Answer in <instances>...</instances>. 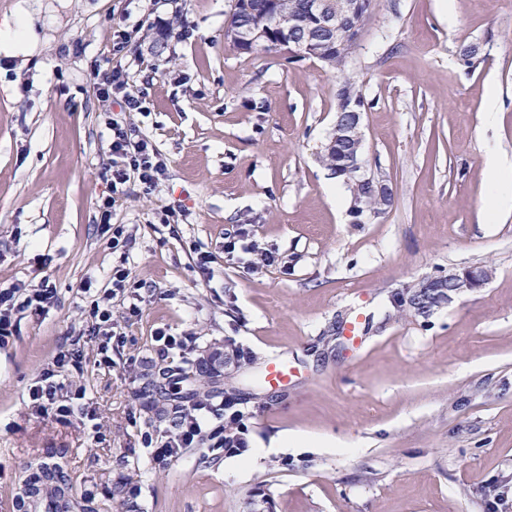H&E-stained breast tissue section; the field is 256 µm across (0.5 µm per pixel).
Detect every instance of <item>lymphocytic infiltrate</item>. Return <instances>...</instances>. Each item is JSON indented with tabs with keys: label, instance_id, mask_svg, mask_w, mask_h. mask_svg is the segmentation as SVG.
Wrapping results in <instances>:
<instances>
[{
	"label": "lymphocytic infiltrate",
	"instance_id": "lymphocytic-infiltrate-1",
	"mask_svg": "<svg viewBox=\"0 0 512 512\" xmlns=\"http://www.w3.org/2000/svg\"><path fill=\"white\" fill-rule=\"evenodd\" d=\"M93 76L98 80L102 102H120L126 112L143 111L144 100L130 90L128 72L124 67L113 65L111 59L106 58L96 67ZM105 123L112 132L109 144L112 161L109 167V192L101 197L97 208L100 224L107 226L112 220V208L125 194L127 183L137 181L144 194H151L166 174L167 159L148 136L128 132L114 118H106ZM124 292L132 298L130 314H138L139 286L129 283L126 269L117 266L112 270L110 288L105 289L101 297L93 299L87 311L95 327L118 328L119 323L113 318L108 301L112 296ZM53 296V289L46 285L0 289V349L7 348L14 340V314L30 308L42 310L50 304ZM78 358V353L74 351L61 353L55 368L46 371L30 388L29 398L36 409L54 410L56 417L63 420L72 416L74 400L84 399L85 394L80 391L75 399H60L62 385L57 375L59 368L77 363ZM246 430L241 411L226 414L208 404L196 403L180 411L174 432L159 439L147 432L143 435V441L146 447L152 448L155 459L164 461L172 458L179 448L221 450L244 447Z\"/></svg>",
	"mask_w": 512,
	"mask_h": 512
}]
</instances>
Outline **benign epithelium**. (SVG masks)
I'll return each instance as SVG.
<instances>
[{
  "label": "benign epithelium",
  "mask_w": 512,
  "mask_h": 512,
  "mask_svg": "<svg viewBox=\"0 0 512 512\" xmlns=\"http://www.w3.org/2000/svg\"><path fill=\"white\" fill-rule=\"evenodd\" d=\"M307 15L312 29L324 36L341 42V48L352 53L361 41L359 18L367 9L366 0H307ZM297 26L293 15L274 12L267 16L262 27L239 29L225 21L224 40L234 48L242 51L251 49L268 35H274L278 44L288 50L293 57H309L311 41L292 35ZM364 102L360 98L352 99L345 95L341 99L339 112L336 113L333 136L330 145L343 142L348 145L343 158V168L350 173L355 185L371 184L376 186L379 195L392 201V190L388 184L368 171L363 159V137L361 132ZM489 279L483 272L473 267L453 270L435 279L430 278L417 284L419 288L433 289L429 307L443 308L463 294L474 291L488 284Z\"/></svg>",
  "instance_id": "7a95c632"
}]
</instances>
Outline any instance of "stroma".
<instances>
[{
	"mask_svg": "<svg viewBox=\"0 0 512 512\" xmlns=\"http://www.w3.org/2000/svg\"><path fill=\"white\" fill-rule=\"evenodd\" d=\"M29 2L34 48L0 50V289L46 284L55 298L46 314H16L0 349V512H19L16 487L38 461L63 465L70 512H248L261 498L270 512H492L501 495L512 512V211L485 205L489 151L512 160V0H375L342 73L225 44L231 0ZM119 28L135 35L117 61L149 102L120 119L168 164L153 195L129 185L112 212L125 252L97 222L111 132L92 75ZM471 43L485 57L474 69L460 59ZM346 75L365 100V158L393 190L368 224L330 195L318 158ZM173 204L185 222L159 223ZM243 228L278 264L225 257ZM484 264V288L388 314L420 279ZM119 265L142 300L107 368L80 285L107 287ZM358 315L369 330L356 347L339 325ZM158 326L194 336L192 350L160 352ZM73 348L82 368L63 391L85 390V411L62 422L28 392ZM242 350L254 358L236 373L247 448L212 464L203 448L154 460L141 435L171 423L149 421L150 374ZM277 360L295 374L274 391ZM292 430L324 446L273 468L262 448Z\"/></svg>",
	"mask_w": 512,
	"mask_h": 512,
	"instance_id": "35a3bbf8",
	"label": "stroma"
}]
</instances>
